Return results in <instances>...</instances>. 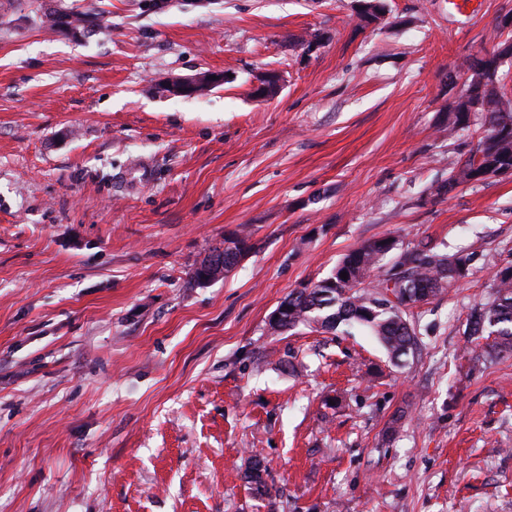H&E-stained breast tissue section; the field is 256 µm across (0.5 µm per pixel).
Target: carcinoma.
<instances>
[{"label":"carcinoma","instance_id":"carcinoma-1","mask_svg":"<svg viewBox=\"0 0 512 512\" xmlns=\"http://www.w3.org/2000/svg\"><path fill=\"white\" fill-rule=\"evenodd\" d=\"M387 12L386 0H362L358 5V18L367 24L382 20ZM97 20L94 8L46 16L50 29L68 26L82 36ZM480 71L487 81L453 106L445 130L450 136L467 131L471 116L481 112L487 133L478 139L474 154L436 186L438 194L462 183L480 184L493 167L512 168V98L499 86L496 57L482 61ZM389 241L384 237L362 244L345 255L328 277L289 293L282 300L288 305V321L282 329L313 325L334 331L341 325L362 326L377 337L395 365L405 364L418 340L417 326L407 314L409 302L430 303L462 282L470 274L472 257L462 251L448 254L427 242L399 249ZM342 272L347 278L340 277ZM494 283L493 299L471 307L464 328L467 336L493 338L484 350L489 359L512 351V266L496 272ZM265 473L264 459L257 454L250 457L244 477L259 495L268 494Z\"/></svg>","mask_w":512,"mask_h":512}]
</instances>
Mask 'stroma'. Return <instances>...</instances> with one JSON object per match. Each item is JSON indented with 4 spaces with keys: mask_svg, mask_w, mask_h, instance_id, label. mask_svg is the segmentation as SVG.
Masks as SVG:
<instances>
[{
    "mask_svg": "<svg viewBox=\"0 0 512 512\" xmlns=\"http://www.w3.org/2000/svg\"><path fill=\"white\" fill-rule=\"evenodd\" d=\"M357 2L0 0V512H512V352L462 334L512 261V176L432 191L477 145L483 116L451 137L446 112L512 0L368 26ZM91 4L86 37L43 22ZM242 227L238 267L195 281ZM381 237L474 256L412 308L406 365L361 328L271 330ZM216 76V79H211ZM224 72L203 71L184 77H175L166 82L163 91L170 97H195L211 92L224 84ZM265 473L264 459L257 454L250 457L244 477L253 491L259 495H268V486L264 478Z\"/></svg>",
    "mask_w": 512,
    "mask_h": 512,
    "instance_id": "1",
    "label": "stroma"
}]
</instances>
